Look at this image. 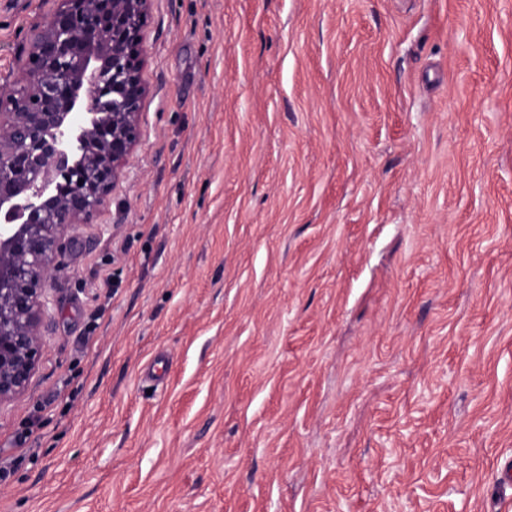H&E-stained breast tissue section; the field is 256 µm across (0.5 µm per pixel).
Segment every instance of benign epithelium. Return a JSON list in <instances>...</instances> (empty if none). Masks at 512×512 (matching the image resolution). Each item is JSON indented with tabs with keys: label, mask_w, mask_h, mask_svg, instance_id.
I'll use <instances>...</instances> for the list:
<instances>
[{
	"label": "benign epithelium",
	"mask_w": 512,
	"mask_h": 512,
	"mask_svg": "<svg viewBox=\"0 0 512 512\" xmlns=\"http://www.w3.org/2000/svg\"><path fill=\"white\" fill-rule=\"evenodd\" d=\"M150 0H59L28 35L22 77L0 86V406L28 389L44 286L142 139Z\"/></svg>",
	"instance_id": "7a95c632"
}]
</instances>
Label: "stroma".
<instances>
[{
  "label": "stroma",
  "mask_w": 512,
  "mask_h": 512,
  "mask_svg": "<svg viewBox=\"0 0 512 512\" xmlns=\"http://www.w3.org/2000/svg\"><path fill=\"white\" fill-rule=\"evenodd\" d=\"M55 8L0 7V83ZM145 45L0 512H512V0H152Z\"/></svg>",
  "instance_id": "35a3bbf8"
}]
</instances>
